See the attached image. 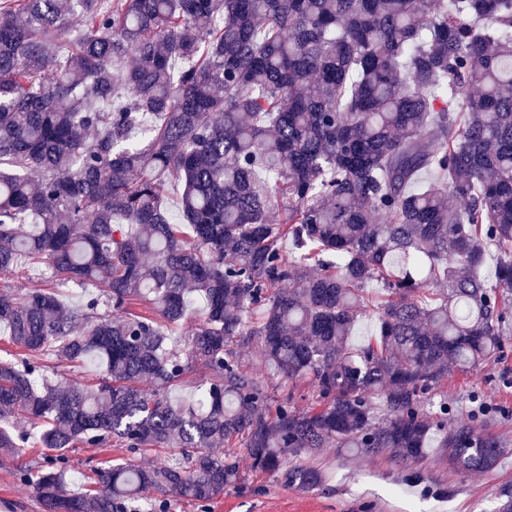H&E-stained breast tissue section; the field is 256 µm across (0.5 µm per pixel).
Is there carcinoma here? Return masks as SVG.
Masks as SVG:
<instances>
[{
    "instance_id": "carcinoma-1",
    "label": "carcinoma",
    "mask_w": 512,
    "mask_h": 512,
    "mask_svg": "<svg viewBox=\"0 0 512 512\" xmlns=\"http://www.w3.org/2000/svg\"><path fill=\"white\" fill-rule=\"evenodd\" d=\"M1 165L0 274L43 287L0 288L23 351L0 360V452L53 451L15 469L40 512H208L237 448L299 489L324 474L293 458L410 466L435 431L456 472L497 467L500 443L435 397L497 358L512 316V0H0ZM197 299L179 353L162 324ZM368 313L380 336L354 349ZM254 339L314 404L271 397L242 360ZM95 360L91 383L46 375ZM194 363L208 386L172 396ZM88 446L170 452L108 460L75 494L68 453Z\"/></svg>"
}]
</instances>
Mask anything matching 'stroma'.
<instances>
[{"mask_svg":"<svg viewBox=\"0 0 512 512\" xmlns=\"http://www.w3.org/2000/svg\"><path fill=\"white\" fill-rule=\"evenodd\" d=\"M439 393L448 402V420L493 434L504 454L489 474L461 475L443 461L438 438H431L420 464L407 466L389 455L363 457L324 448L309 457L324 481L302 490L289 486L285 472H251L245 449L236 455L245 483L225 489L211 512H495L500 491L512 484V335L503 353L488 365L449 372ZM42 448L24 449L21 459L44 456ZM123 449L77 448L69 454L72 487H80L104 459L122 460ZM18 459V460H21ZM18 460L0 455V512H40L31 486L14 474Z\"/></svg>","mask_w":512,"mask_h":512,"instance_id":"stroma-1","label":"stroma"}]
</instances>
